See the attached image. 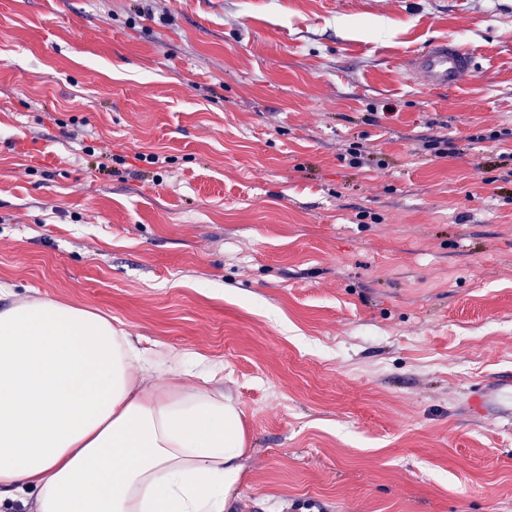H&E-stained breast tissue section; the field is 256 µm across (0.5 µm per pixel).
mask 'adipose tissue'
Wrapping results in <instances>:
<instances>
[{
  "label": "adipose tissue",
  "instance_id": "adipose-tissue-1",
  "mask_svg": "<svg viewBox=\"0 0 512 512\" xmlns=\"http://www.w3.org/2000/svg\"><path fill=\"white\" fill-rule=\"evenodd\" d=\"M0 286V507L227 512L245 452L216 374L187 383L111 317ZM169 379L159 382V370Z\"/></svg>",
  "mask_w": 512,
  "mask_h": 512
}]
</instances>
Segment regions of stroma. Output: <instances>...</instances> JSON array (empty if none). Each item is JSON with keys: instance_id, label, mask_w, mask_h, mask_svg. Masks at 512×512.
I'll return each mask as SVG.
<instances>
[{"instance_id": "stroma-1", "label": "stroma", "mask_w": 512, "mask_h": 512, "mask_svg": "<svg viewBox=\"0 0 512 512\" xmlns=\"http://www.w3.org/2000/svg\"><path fill=\"white\" fill-rule=\"evenodd\" d=\"M503 151L512 0H0V284L223 366L230 512H512ZM474 67L472 55L454 39H440L412 59V69L427 85L448 88L458 85ZM471 407L478 413L489 409L507 417L512 412V381L510 377L500 379L495 389L486 388L471 400Z\"/></svg>"}]
</instances>
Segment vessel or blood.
<instances>
[{
    "label": "vessel or blood",
    "instance_id": "obj_1",
    "mask_svg": "<svg viewBox=\"0 0 512 512\" xmlns=\"http://www.w3.org/2000/svg\"><path fill=\"white\" fill-rule=\"evenodd\" d=\"M474 67L472 55L454 39H440L412 59V69L427 85L448 88L458 85L463 76ZM471 407L479 413L495 410L507 416L512 414V379L502 378L495 389H486L471 400Z\"/></svg>",
    "mask_w": 512,
    "mask_h": 512
}]
</instances>
